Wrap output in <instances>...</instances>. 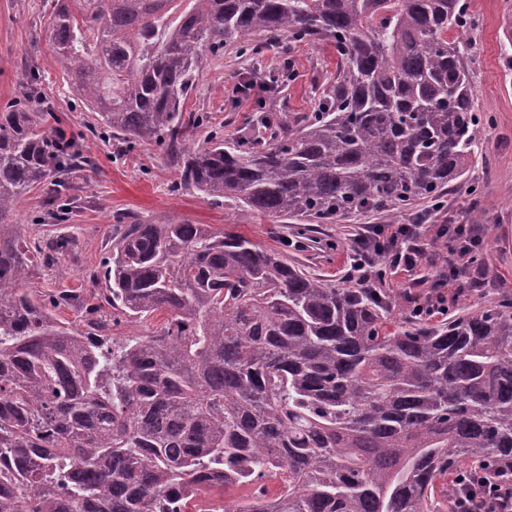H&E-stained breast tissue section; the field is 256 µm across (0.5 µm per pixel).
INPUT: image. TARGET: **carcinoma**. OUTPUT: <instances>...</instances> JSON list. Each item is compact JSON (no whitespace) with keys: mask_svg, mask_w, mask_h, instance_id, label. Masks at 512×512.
<instances>
[{"mask_svg":"<svg viewBox=\"0 0 512 512\" xmlns=\"http://www.w3.org/2000/svg\"><path fill=\"white\" fill-rule=\"evenodd\" d=\"M54 0L49 42L99 133L153 143L182 184L282 221L334 224L439 200L477 157L464 0ZM336 49L312 112L238 142L184 105L206 55ZM52 112H0V512H447L448 478L512 470V301L445 323L392 314L210 224H115L90 304L23 287L77 242L31 250L16 204L54 219L86 163ZM83 313V332L54 315ZM145 320L119 342L96 314ZM254 485L233 498L227 490ZM99 314L102 319L112 323V329L109 331V334H111L116 341L129 336L150 335L154 331H157L169 318L168 313L165 312L155 314L153 317L140 321H131L125 317L117 319V315L112 314L111 310L108 308H102Z\"/></svg>","mask_w":512,"mask_h":512,"instance_id":"carcinoma-1","label":"carcinoma"}]
</instances>
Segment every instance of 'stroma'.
I'll return each mask as SVG.
<instances>
[{
    "label": "stroma",
    "instance_id": "obj_1",
    "mask_svg": "<svg viewBox=\"0 0 512 512\" xmlns=\"http://www.w3.org/2000/svg\"><path fill=\"white\" fill-rule=\"evenodd\" d=\"M466 2L470 23L465 64L481 119L479 160L423 225L427 249L418 269L419 274L435 275L448 253L445 225L469 223V205L478 202L485 221L474 226L483 243L475 254L473 275L484 288L477 293L467 289L464 279L449 280L441 292L452 317L487 302L512 299V60L502 42L504 29L512 26V0ZM51 3L0 0V112L21 97L30 77H37L40 106L55 113L89 160L70 180L71 194L80 205L69 210L65 221L48 219L42 188L32 190L15 208V219L28 239L39 243L66 232L79 241L76 258L40 264L32 271L26 285L36 294L46 298L69 289L89 296L88 273L99 266L112 226L123 214L146 221L210 224L238 233L339 288L348 285L344 269L362 223L391 231L414 219L408 211L396 218L383 212L335 224H287L181 189L177 166L156 145H121L92 134L94 115L71 95L49 46ZM335 69V50L308 42L286 52L278 48L240 54L229 49L209 58L186 103L188 111L207 116L189 145L204 146L216 130L225 140H238L262 115L283 124L310 112L315 89ZM374 286L390 296L394 315L401 317L410 316L427 294L426 289L409 288L402 272L386 274Z\"/></svg>",
    "mask_w": 512,
    "mask_h": 512
}]
</instances>
